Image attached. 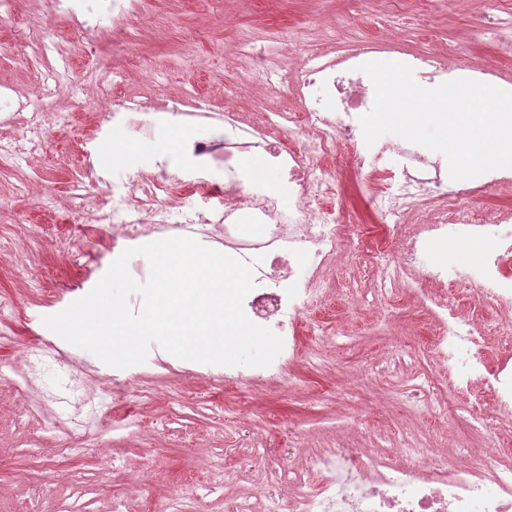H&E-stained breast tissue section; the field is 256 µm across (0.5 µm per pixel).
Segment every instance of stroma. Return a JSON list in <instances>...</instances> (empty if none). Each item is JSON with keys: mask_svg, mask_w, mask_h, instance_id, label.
Instances as JSON below:
<instances>
[{"mask_svg": "<svg viewBox=\"0 0 512 512\" xmlns=\"http://www.w3.org/2000/svg\"><path fill=\"white\" fill-rule=\"evenodd\" d=\"M114 3L101 0L102 22L91 36L42 0H9L0 9V88L45 115L35 149L0 166V294L15 304L0 319V512H114L120 501L127 512H169L177 498L193 499L196 512H231L251 492L287 491L289 459L303 448L333 446L340 435L354 448L388 449L414 434L458 457L464 447L494 439L492 408L473 432L461 420L440 425L434 410L413 414L401 406L418 376L443 371L425 313L401 321L413 303L408 277L392 296L375 298L380 268L373 253L391 235L375 201L384 182L347 167L345 142L328 162L335 178L325 202L353 224V237L332 261L329 297L306 316L302 342L321 361L291 362L295 387L237 391L208 366L166 353L141 364V392H120L111 366L65 345L43 319L85 296L117 248L109 226L78 207L76 183L122 181L130 159L146 173L180 176L183 156L165 144L200 133L189 123L167 124L151 143L132 140L106 113L79 110L99 92L86 70L104 66V81L118 95L150 102L192 94L207 108L254 118L294 112L284 76L331 38H381L399 34L403 24L410 49L512 68L506 42L472 36L479 12L512 17V0H372L366 9L358 0H149L146 15L117 28ZM58 28L67 38L52 39ZM244 41L255 53L274 47L276 73L245 75L236 56ZM116 146L121 157L109 159ZM35 276L41 287H30ZM334 330L340 336L333 344L326 334ZM33 346L47 353L66 347L72 362L51 366L42 388L24 390L14 369ZM74 377L87 401L78 427L46 430L36 401ZM66 448L81 454L64 458Z\"/></svg>", "mask_w": 512, "mask_h": 512, "instance_id": "obj_1", "label": "stroma"}]
</instances>
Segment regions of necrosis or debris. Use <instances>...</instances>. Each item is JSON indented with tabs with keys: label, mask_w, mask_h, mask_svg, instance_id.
Here are the masks:
<instances>
[{
	"label": "necrosis or debris",
	"mask_w": 512,
	"mask_h": 512,
	"mask_svg": "<svg viewBox=\"0 0 512 512\" xmlns=\"http://www.w3.org/2000/svg\"><path fill=\"white\" fill-rule=\"evenodd\" d=\"M402 49L396 37L363 39L336 43L328 58L307 57L290 79L302 112L274 120L248 123L233 110L218 116L192 101L154 109L137 96L116 104L109 92L100 95V111L133 138L154 137L163 122L200 126L201 134L183 147V155L199 169L224 167L222 201L215 207L182 206L175 179H146L134 168L108 193L89 182L81 198L97 223L111 225L125 247L149 237L188 236L252 264L255 286L243 300L244 312L279 335L283 349L267 367L225 368V382L244 390L262 381L294 383L289 362L301 352L300 316L322 299L329 286L326 269L352 234L340 210L323 203L334 176L326 160L344 141L356 147L354 166L361 178L379 171L387 158L399 161L380 196V209L400 243L397 268L418 283L414 302L432 318L431 352L458 371L442 397L434 396L432 380L423 378L408 396V406L435 409L444 424L448 407L462 397L471 417H479L488 400L497 410L495 447L469 449L466 464L435 458L413 437L388 453L340 442L305 453L287 498L262 490L242 498L235 512H512V364L491 363L482 352L479 320L430 289L446 283L497 308L499 332L512 342V275L505 272L512 260V211L479 214L472 204L475 192L511 184L512 176L493 170L480 175L476 187L449 192L444 167L423 146L401 138L366 144L360 118L373 107V83L359 66L376 54ZM410 65L420 83L465 78L512 91V76L502 70L463 65L446 55L414 53ZM218 121L224 124L220 138L208 133ZM244 155L261 156L279 178L245 183L238 166ZM492 226L499 230L493 251L487 248ZM450 232L464 246L483 252L482 261L428 262L431 243Z\"/></svg>",
	"instance_id": "obj_1"
}]
</instances>
